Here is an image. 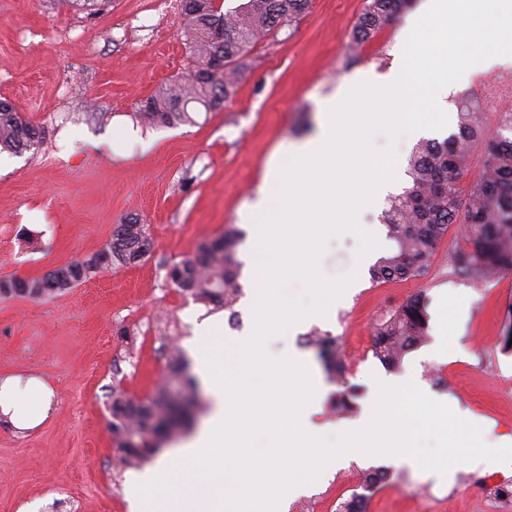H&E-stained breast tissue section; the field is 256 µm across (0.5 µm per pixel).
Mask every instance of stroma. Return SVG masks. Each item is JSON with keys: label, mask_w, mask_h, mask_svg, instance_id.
I'll list each match as a JSON object with an SVG mask.
<instances>
[{"label": "stroma", "mask_w": 512, "mask_h": 512, "mask_svg": "<svg viewBox=\"0 0 512 512\" xmlns=\"http://www.w3.org/2000/svg\"><path fill=\"white\" fill-rule=\"evenodd\" d=\"M365 0H311L306 12L245 57L236 93L213 112L171 127L146 126L136 112L146 98L190 64L184 16L159 0H102L78 10L67 0H0V100L40 127L43 143L19 154L0 151V279L34 278L102 250L114 225H147L149 255L139 264L95 276L54 297L0 295V377L33 375L54 391L49 418L27 435L0 421V512H130V470L117 469L108 395L122 378L132 395H150L164 372L165 346L189 360L201 349L196 328L216 327L213 345L246 335L251 241L238 247L242 295L237 326L224 309L196 301L165 268L192 255L202 237L232 224L262 188L282 148L306 140L326 105L357 76L387 79L403 47L400 22L366 43L355 59L344 45ZM34 30L22 41L19 28ZM459 97L481 101L487 132L496 110L512 105V66L461 78ZM449 227L426 276L373 284L369 274L345 290L328 318L316 317L266 342L275 357L311 363L323 393L310 421L323 434L356 423L378 383L408 380L469 415L486 444L512 440V271L478 282L456 277ZM362 240L330 236L320 268L330 278L355 267ZM430 299L428 338L391 371L372 355L374 325L411 295ZM336 337L343 378L330 377L308 335ZM449 342H442V334ZM355 390L356 411L336 408ZM391 471L368 512H512L511 463L478 461L453 469L449 481L428 478L394 459H344L295 497L289 512H338L358 492L363 470Z\"/></svg>", "instance_id": "stroma-1"}]
</instances>
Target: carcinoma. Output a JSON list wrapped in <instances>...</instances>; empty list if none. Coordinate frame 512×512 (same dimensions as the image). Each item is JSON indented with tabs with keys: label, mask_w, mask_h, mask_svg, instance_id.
<instances>
[{
	"label": "carcinoma",
	"mask_w": 512,
	"mask_h": 512,
	"mask_svg": "<svg viewBox=\"0 0 512 512\" xmlns=\"http://www.w3.org/2000/svg\"><path fill=\"white\" fill-rule=\"evenodd\" d=\"M310 0H245L230 10L211 7L204 15L186 18L183 34L194 69L159 88L141 105L139 115L154 126L191 123L190 110L213 112L235 92L243 59L270 34L292 22ZM411 0H366L346 50L362 46L388 26ZM458 131L442 142L422 140L408 159V182L389 199L381 221L392 241L390 250L371 269L376 283L419 279L428 273L448 228L463 222V241L448 254L451 273L489 281L512 270V106L496 113L497 135L485 137L481 112L471 99L458 102ZM42 132L8 101H0V147L16 152L41 143ZM481 147V175L461 201L460 177L468 170L473 151ZM241 232L232 224L216 238L201 240L193 256L166 267V276L197 300L233 311L237 302ZM151 243L147 225L117 224L105 247L89 258L76 259L30 279L0 280V294L41 299L75 288L102 270L142 261ZM430 315L420 294L409 297L374 329L371 351L389 369L428 338ZM327 370L341 378L343 359L336 338L312 333L310 339ZM166 375L149 396L136 397L120 384L109 395L115 458L125 468L153 460L165 441L183 429L199 405V382L179 348L165 351ZM389 477L386 469L362 474L363 492L340 504L339 512H365V499Z\"/></svg>",
	"instance_id": "carcinoma-1"
}]
</instances>
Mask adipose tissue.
<instances>
[{"mask_svg":"<svg viewBox=\"0 0 512 512\" xmlns=\"http://www.w3.org/2000/svg\"><path fill=\"white\" fill-rule=\"evenodd\" d=\"M54 393L37 377L11 375L0 379V419L19 431L37 428L52 411Z\"/></svg>","mask_w":512,"mask_h":512,"instance_id":"1","label":"adipose tissue"}]
</instances>
